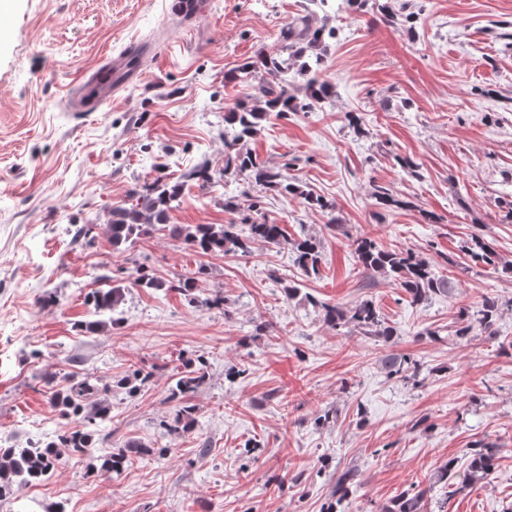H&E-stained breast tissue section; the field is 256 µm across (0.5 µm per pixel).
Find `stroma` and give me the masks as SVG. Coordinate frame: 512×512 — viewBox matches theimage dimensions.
Returning a JSON list of instances; mask_svg holds the SVG:
<instances>
[{
    "label": "stroma",
    "instance_id": "1",
    "mask_svg": "<svg viewBox=\"0 0 512 512\" xmlns=\"http://www.w3.org/2000/svg\"><path fill=\"white\" fill-rule=\"evenodd\" d=\"M378 3L328 0L322 15L339 31L322 70L332 102L270 120L247 143L333 213L265 193L263 212L289 241L241 257L196 253L165 231L117 252L106 221L157 179L184 185L172 223L229 220L224 199L238 194L224 171V113L245 84L226 76L277 48L310 0H211L190 29L171 0H0V446L68 431L52 398L73 374L91 377L112 409L94 456L68 454L0 512H320L348 467L359 485L343 512H379L417 485L431 489L427 512L512 504V0H390L417 17L401 25ZM132 39L155 53L138 85L100 111H71L69 92ZM204 161L214 176L205 186L190 177ZM382 188L399 206H376ZM474 233L492 243L496 266L463 254ZM306 235L321 243L312 276L291 246ZM364 235L427 258L451 292L411 303L356 263L352 242ZM138 267L159 279L199 273L198 295L224 302L131 288L119 322L85 329L97 276L125 280ZM291 281L302 291L292 300ZM312 296L372 300L395 334L337 333ZM487 297L500 305L492 332L457 338L460 309ZM389 354L429 376L417 386L389 377ZM199 358L206 381L186 400L198 423L167 434L161 423L181 403L174 376ZM139 367L150 381L120 387ZM326 410L335 420L318 423ZM480 440L499 445L497 468L447 495L438 467L464 473ZM130 441L149 454L102 472L100 457ZM165 445L169 456H153Z\"/></svg>",
    "mask_w": 512,
    "mask_h": 512
}]
</instances>
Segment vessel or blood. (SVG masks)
Returning a JSON list of instances; mask_svg holds the SVG:
<instances>
[{"mask_svg": "<svg viewBox=\"0 0 512 512\" xmlns=\"http://www.w3.org/2000/svg\"><path fill=\"white\" fill-rule=\"evenodd\" d=\"M174 9L185 24L191 25L207 16L209 0H176ZM145 54V48L131 49L126 56L113 59L111 66L89 75L82 94L74 101L75 110L98 111L127 83L139 76Z\"/></svg>", "mask_w": 512, "mask_h": 512, "instance_id": "vessel-or-blood-1", "label": "vessel or blood"}]
</instances>
